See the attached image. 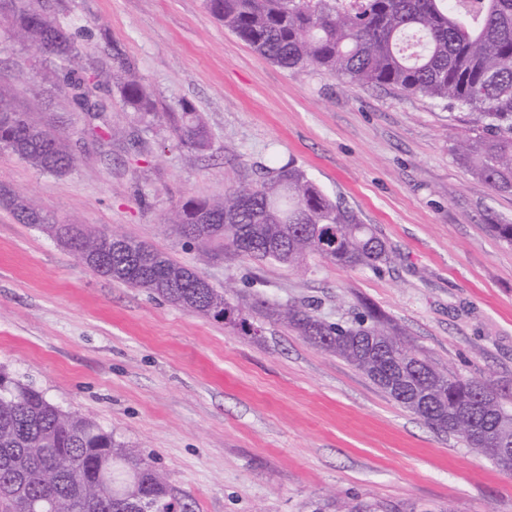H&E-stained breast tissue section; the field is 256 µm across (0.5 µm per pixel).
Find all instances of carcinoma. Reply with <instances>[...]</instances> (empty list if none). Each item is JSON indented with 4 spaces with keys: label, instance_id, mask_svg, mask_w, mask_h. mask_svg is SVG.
Returning <instances> with one entry per match:
<instances>
[{
    "label": "carcinoma",
    "instance_id": "cac0c4a2",
    "mask_svg": "<svg viewBox=\"0 0 512 512\" xmlns=\"http://www.w3.org/2000/svg\"><path fill=\"white\" fill-rule=\"evenodd\" d=\"M211 13L273 64L288 70L314 65L339 78L420 94L467 108L478 133L458 137L457 161L498 192H512V0H207ZM15 36L50 57L70 62L82 46L63 20L31 0H0ZM113 87L125 108L149 130L157 101L117 47ZM72 111L97 118L106 111L91 75L62 71ZM179 143L211 149L208 128L183 102L168 113ZM0 147L32 168L69 173L76 155L52 114L34 123L0 88ZM0 205L19 224L36 226L96 274L143 288L190 312L217 318L246 335L259 327L253 312L281 321L324 351L361 371L397 403L437 432L454 434L512 471V409L493 387L436 367L400 338L373 308L351 322H328L308 307L273 309L263 299L234 303L227 292L199 287L202 276L167 253L77 224H54L42 210L0 189ZM178 233L201 246L217 245L259 262L308 270L318 257L336 266L379 273L392 256L371 224L330 198L291 163L266 171L251 187L224 192L220 201L188 198L175 210ZM149 250L152 267L131 269L129 255ZM0 512H190L141 449L65 411L39 391L0 370Z\"/></svg>",
    "mask_w": 512,
    "mask_h": 512
}]
</instances>
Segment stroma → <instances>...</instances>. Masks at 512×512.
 <instances>
[{"mask_svg": "<svg viewBox=\"0 0 512 512\" xmlns=\"http://www.w3.org/2000/svg\"><path fill=\"white\" fill-rule=\"evenodd\" d=\"M82 55L102 73L110 151L75 150L56 177L0 150L6 186L57 224L126 235L169 253L233 300L307 305L329 322L372 307L438 368L492 385L512 404V220L500 193L451 146L466 110L366 87L309 65L271 63L205 0H61ZM120 47L162 113L138 123L112 92ZM59 64L0 20V88L41 122L83 115L56 90ZM190 102L212 135L198 155L167 113ZM293 162L375 225L392 252L382 272L312 259L309 273L185 242L179 203L218 199ZM257 336L81 267L47 233L0 208V369L54 405L142 448L193 512H512V471L427 426L355 367L265 319Z\"/></svg>", "mask_w": 512, "mask_h": 512, "instance_id": "stroma-1", "label": "stroma"}]
</instances>
